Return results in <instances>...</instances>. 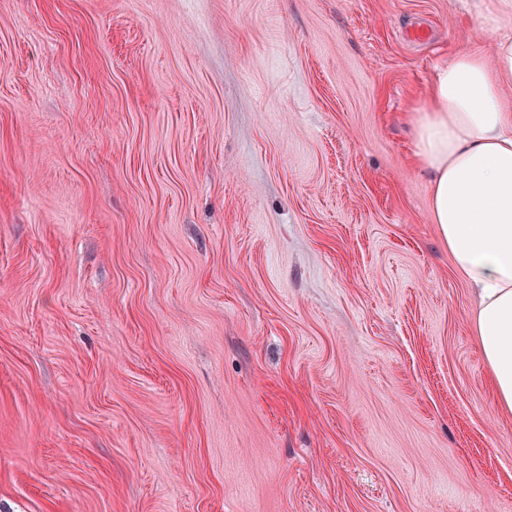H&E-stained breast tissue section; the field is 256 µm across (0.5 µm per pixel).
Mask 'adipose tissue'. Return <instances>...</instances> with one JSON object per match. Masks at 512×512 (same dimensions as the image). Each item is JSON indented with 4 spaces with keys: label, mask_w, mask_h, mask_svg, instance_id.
<instances>
[{
    "label": "adipose tissue",
    "mask_w": 512,
    "mask_h": 512,
    "mask_svg": "<svg viewBox=\"0 0 512 512\" xmlns=\"http://www.w3.org/2000/svg\"><path fill=\"white\" fill-rule=\"evenodd\" d=\"M494 54L458 52L416 110L430 221L476 295L472 326L500 412L512 413V0H471Z\"/></svg>",
    "instance_id": "ef3b65f1"
}]
</instances>
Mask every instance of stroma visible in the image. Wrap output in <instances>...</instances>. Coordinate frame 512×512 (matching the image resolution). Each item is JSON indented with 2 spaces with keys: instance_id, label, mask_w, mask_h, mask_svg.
I'll use <instances>...</instances> for the list:
<instances>
[{
  "instance_id": "obj_1",
  "label": "stroma",
  "mask_w": 512,
  "mask_h": 512,
  "mask_svg": "<svg viewBox=\"0 0 512 512\" xmlns=\"http://www.w3.org/2000/svg\"><path fill=\"white\" fill-rule=\"evenodd\" d=\"M464 0H0V512H512L411 116Z\"/></svg>"
}]
</instances>
